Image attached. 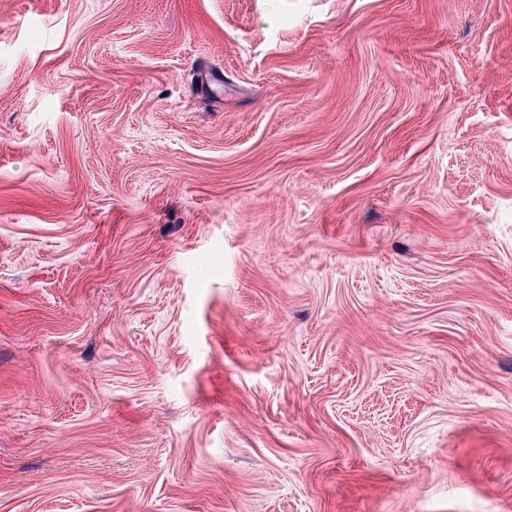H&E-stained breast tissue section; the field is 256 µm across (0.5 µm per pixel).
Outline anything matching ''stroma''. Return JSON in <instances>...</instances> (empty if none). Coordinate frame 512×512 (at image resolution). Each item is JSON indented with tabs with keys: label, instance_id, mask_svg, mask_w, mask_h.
Segmentation results:
<instances>
[{
	"label": "stroma",
	"instance_id": "stroma-1",
	"mask_svg": "<svg viewBox=\"0 0 512 512\" xmlns=\"http://www.w3.org/2000/svg\"><path fill=\"white\" fill-rule=\"evenodd\" d=\"M0 512H512V0H0Z\"/></svg>",
	"mask_w": 512,
	"mask_h": 512
}]
</instances>
